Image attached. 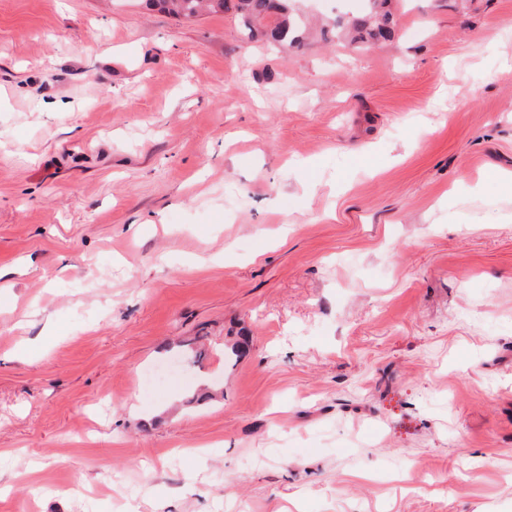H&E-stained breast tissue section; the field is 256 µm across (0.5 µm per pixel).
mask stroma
<instances>
[{
  "label": "stroma",
  "mask_w": 512,
  "mask_h": 512,
  "mask_svg": "<svg viewBox=\"0 0 512 512\" xmlns=\"http://www.w3.org/2000/svg\"><path fill=\"white\" fill-rule=\"evenodd\" d=\"M392 8L0 0V512H512V0ZM176 18L191 19L202 12L222 13L233 10L240 17L248 39L261 37L268 42L300 48L304 44V23L292 13L290 0H147ZM265 29L260 34L258 26ZM370 12L364 16L353 17L347 21L336 19L333 30L343 33L358 46L371 47L394 38L392 16L387 9L388 0H368Z\"/></svg>",
  "instance_id": "1"
}]
</instances>
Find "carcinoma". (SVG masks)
Listing matches in <instances>:
<instances>
[{"label": "carcinoma", "instance_id": "carcinoma-1", "mask_svg": "<svg viewBox=\"0 0 512 512\" xmlns=\"http://www.w3.org/2000/svg\"><path fill=\"white\" fill-rule=\"evenodd\" d=\"M370 12L347 21L337 19L333 30L350 37L354 44L371 47L394 38L388 0H369ZM147 4L176 18L191 19L202 12L234 11L249 39L294 49L304 44V23L292 13L291 0H147Z\"/></svg>", "mask_w": 512, "mask_h": 512}]
</instances>
